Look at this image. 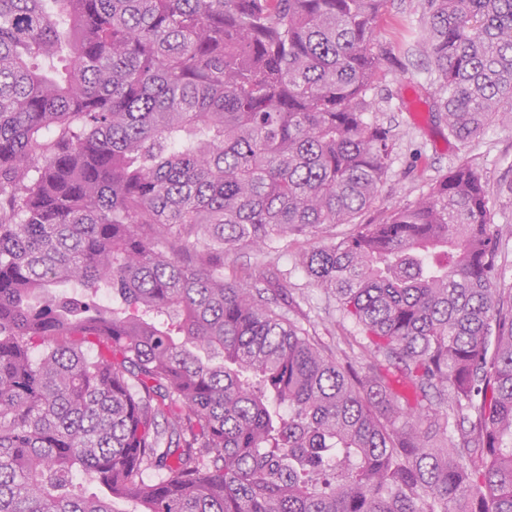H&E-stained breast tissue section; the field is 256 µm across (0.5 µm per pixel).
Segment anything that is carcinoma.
I'll return each mask as SVG.
<instances>
[{
  "label": "carcinoma",
  "mask_w": 512,
  "mask_h": 512,
  "mask_svg": "<svg viewBox=\"0 0 512 512\" xmlns=\"http://www.w3.org/2000/svg\"><path fill=\"white\" fill-rule=\"evenodd\" d=\"M0 0V512H512V288L466 160L299 254L339 362L224 258L353 224L410 54L466 146L512 125V0ZM409 380L411 401L391 371ZM420 0H387L384 14L377 30V39L395 47L413 41L412 32H420L424 26Z\"/></svg>",
  "instance_id": "cac0c4a2"
}]
</instances>
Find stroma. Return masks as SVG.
Wrapping results in <instances>:
<instances>
[{"instance_id": "35a3bbf8", "label": "stroma", "mask_w": 512, "mask_h": 512, "mask_svg": "<svg viewBox=\"0 0 512 512\" xmlns=\"http://www.w3.org/2000/svg\"><path fill=\"white\" fill-rule=\"evenodd\" d=\"M424 26L419 0H387L377 30L380 42L396 47L412 42ZM410 75L389 71L371 95V121L388 128L394 149L382 191L358 224H338L325 230V237L341 238L356 233L359 225L381 220L396 208L417 202L430 185L459 160L470 161L488 180L492 193L490 229L499 241L505 286H512V127L490 125L468 146L448 137V129L430 110L429 100L412 92V84L429 85L432 78L427 60L417 56ZM316 238L291 236L278 251L260 254L242 248L230 255L231 264L260 271H275L288 280L289 319L300 323L337 359L348 350L343 338L353 327L342 317L335 300L312 287L297 263L300 252L316 245Z\"/></svg>"}]
</instances>
